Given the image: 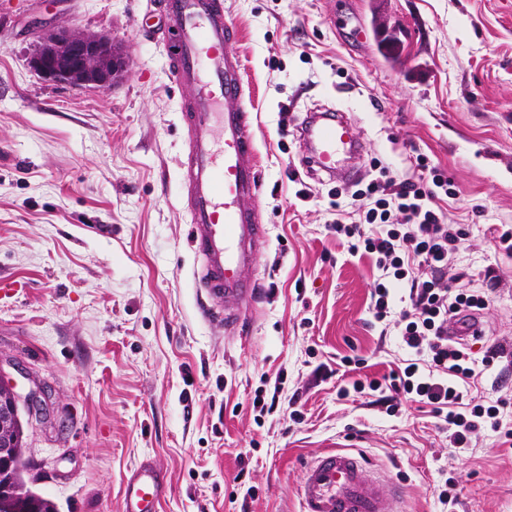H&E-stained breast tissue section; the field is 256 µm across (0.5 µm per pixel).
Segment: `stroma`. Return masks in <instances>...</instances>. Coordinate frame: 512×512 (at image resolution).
<instances>
[{
	"label": "stroma",
	"instance_id": "1",
	"mask_svg": "<svg viewBox=\"0 0 512 512\" xmlns=\"http://www.w3.org/2000/svg\"><path fill=\"white\" fill-rule=\"evenodd\" d=\"M147 2L0 0V372L21 394L46 382L55 420L24 428L29 486L59 512H120L125 476L150 459L157 512H301L305 463L339 449L399 484L392 512H512L497 430L459 449L408 396L353 391L407 352L396 325L372 322L380 272L336 236L335 182L302 168L298 131L307 112L344 114L362 145L353 184L376 178L375 158L402 179L420 154L447 172L456 194L440 206L469 229L447 274L499 278L472 351L511 347L512 257L492 237L512 228V0H224L267 233L246 272L260 299L233 333L201 313L223 303L194 278L186 126ZM378 16L401 26L400 60L379 52ZM49 23L111 32L128 76L108 92L42 80L30 58ZM471 395L509 398L512 428V364Z\"/></svg>",
	"mask_w": 512,
	"mask_h": 512
}]
</instances>
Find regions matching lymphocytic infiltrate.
Wrapping results in <instances>:
<instances>
[{
  "label": "lymphocytic infiltrate",
  "instance_id": "obj_1",
  "mask_svg": "<svg viewBox=\"0 0 512 512\" xmlns=\"http://www.w3.org/2000/svg\"><path fill=\"white\" fill-rule=\"evenodd\" d=\"M426 177L399 179L388 167L377 178L352 192L358 218H337L333 229L349 242L351 254L365 253L375 259L384 275L373 292L372 314L376 322L392 311L391 281L409 286L408 300L400 310V336L410 357L403 368L367 382L354 380L360 390L389 389L411 395L414 402L441 417L451 444L468 447L487 420L495 418L497 406L468 402L472 380L495 368L507 357L503 345L489 347L474 358L469 344L448 338V320L465 311H482L490 299L479 288H460L444 280L443 270L466 236L462 225L447 223L437 205L439 196L454 195V184L444 170L418 157Z\"/></svg>",
  "mask_w": 512,
  "mask_h": 512
}]
</instances>
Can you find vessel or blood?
I'll use <instances>...</instances> for the list:
<instances>
[{"instance_id": "1", "label": "vessel or blood", "mask_w": 512, "mask_h": 512, "mask_svg": "<svg viewBox=\"0 0 512 512\" xmlns=\"http://www.w3.org/2000/svg\"><path fill=\"white\" fill-rule=\"evenodd\" d=\"M160 34L168 65L185 105L189 142L183 162L187 210L200 261V287L224 300V327L235 329L237 312L256 300V285L244 276L253 245L265 236L258 218L243 208L257 195L261 176L254 135L243 105L238 56L230 44L234 26L224 0H158ZM305 167L329 175L339 156L356 146L348 120L309 114L302 128ZM362 454L331 449L304 469V512H391L390 496L368 478ZM165 475L146 461L127 478L121 512H152L161 499Z\"/></svg>"}]
</instances>
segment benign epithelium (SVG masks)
<instances>
[{
	"label": "benign epithelium",
	"instance_id": "7a95c632",
	"mask_svg": "<svg viewBox=\"0 0 512 512\" xmlns=\"http://www.w3.org/2000/svg\"><path fill=\"white\" fill-rule=\"evenodd\" d=\"M112 33H88L64 25L42 29L39 45L30 58L31 68L42 79L66 83L74 88L94 85L102 91L112 89L127 75L128 56L116 48ZM28 416L47 419V391L38 381L26 396L14 385L0 380V455H15L16 437L10 435L19 421L20 410Z\"/></svg>",
	"mask_w": 512,
	"mask_h": 512
}]
</instances>
